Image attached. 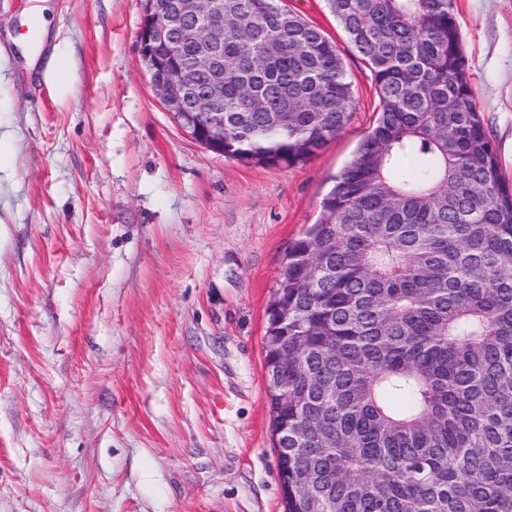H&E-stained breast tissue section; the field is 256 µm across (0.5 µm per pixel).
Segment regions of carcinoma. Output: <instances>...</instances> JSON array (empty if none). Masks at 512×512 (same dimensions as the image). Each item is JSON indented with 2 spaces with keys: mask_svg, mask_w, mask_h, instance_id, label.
Wrapping results in <instances>:
<instances>
[{
  "mask_svg": "<svg viewBox=\"0 0 512 512\" xmlns=\"http://www.w3.org/2000/svg\"><path fill=\"white\" fill-rule=\"evenodd\" d=\"M325 2L380 110L267 309L286 512H512V184L452 0ZM354 109L323 29L224 0L222 155L304 162Z\"/></svg>",
  "mask_w": 512,
  "mask_h": 512,
  "instance_id": "1",
  "label": "carcinoma"
}]
</instances>
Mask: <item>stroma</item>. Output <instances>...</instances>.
<instances>
[{
  "mask_svg": "<svg viewBox=\"0 0 512 512\" xmlns=\"http://www.w3.org/2000/svg\"><path fill=\"white\" fill-rule=\"evenodd\" d=\"M0 0V512H284L266 308L289 245L373 126L372 76L325 0L350 124L310 160L214 153L165 112L140 0ZM512 181V0H453Z\"/></svg>",
  "mask_w": 512,
  "mask_h": 512,
  "instance_id": "1",
  "label": "stroma"
}]
</instances>
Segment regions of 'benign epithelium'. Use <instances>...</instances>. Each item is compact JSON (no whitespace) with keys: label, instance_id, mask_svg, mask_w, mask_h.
<instances>
[{"label":"benign epithelium","instance_id":"obj_1","mask_svg":"<svg viewBox=\"0 0 512 512\" xmlns=\"http://www.w3.org/2000/svg\"><path fill=\"white\" fill-rule=\"evenodd\" d=\"M141 3L140 54L160 102L172 116L183 115L190 122L207 118L209 143L224 145V80L216 77L205 92L197 93L187 74L162 75L163 64L153 54L152 45L160 43L176 51L188 39L189 30L159 23L163 0H141ZM175 17L178 21L199 20L204 27L205 38L195 45L190 70L206 73L216 69L219 43L224 40V0H176Z\"/></svg>","mask_w":512,"mask_h":512}]
</instances>
